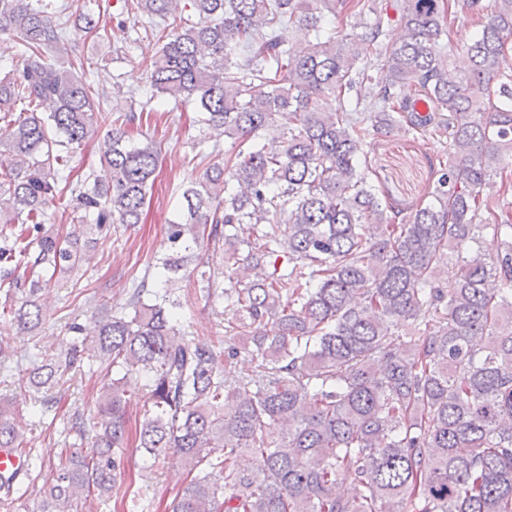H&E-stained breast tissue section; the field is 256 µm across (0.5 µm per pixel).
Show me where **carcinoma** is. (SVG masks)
<instances>
[{
  "mask_svg": "<svg viewBox=\"0 0 512 512\" xmlns=\"http://www.w3.org/2000/svg\"><path fill=\"white\" fill-rule=\"evenodd\" d=\"M464 5L479 31L450 61L449 0H125L161 43L144 107L191 101L232 151L213 147L183 191L178 247L156 265L162 290L143 280L91 338L65 353L41 347L27 385L46 408L76 362L93 367L95 410L66 436L91 437L97 452L70 456L38 488L29 467L1 474L3 512H84L109 495L140 397L136 450L187 470L168 512H512V204L496 181L512 172V0ZM70 8L0 0V46L20 60L0 76V360L13 329L41 327L44 287L81 267L87 229L141 222L158 164L136 142L141 116L105 111L106 91L69 58ZM365 9L369 32L321 34L326 15L342 23ZM392 20L402 40L360 61L361 42ZM79 23L108 36L90 15ZM289 28L314 39L296 51ZM408 85L453 123L431 200L405 210L383 203L361 153L372 133H442L414 112ZM368 98L376 111L361 109ZM274 123L285 136L268 142ZM102 124L103 176L71 179L67 154ZM66 194L76 224L62 238L44 225ZM487 234L500 241L493 256ZM205 238L224 248L200 277L211 288L221 271L220 296L238 311L224 326L225 370L214 345L184 336L170 299ZM270 319L275 336L261 331ZM134 374L147 380L140 397ZM0 448L30 457L2 399ZM344 481L359 495L337 494Z\"/></svg>",
  "mask_w": 512,
  "mask_h": 512,
  "instance_id": "obj_1",
  "label": "carcinoma"
}]
</instances>
